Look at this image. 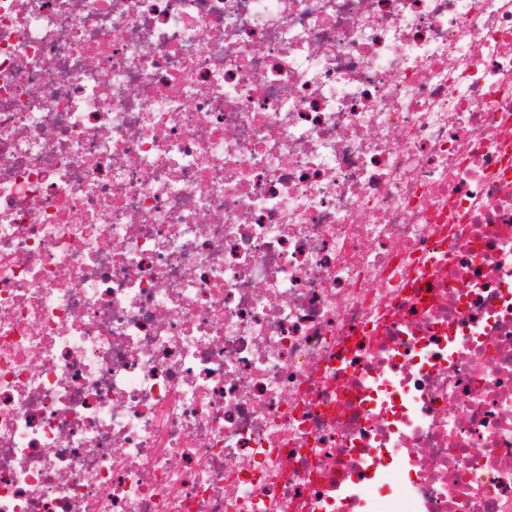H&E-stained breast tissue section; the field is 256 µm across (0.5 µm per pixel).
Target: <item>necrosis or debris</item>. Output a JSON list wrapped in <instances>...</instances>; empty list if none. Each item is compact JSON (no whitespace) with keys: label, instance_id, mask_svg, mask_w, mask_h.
<instances>
[{"label":"necrosis or debris","instance_id":"obj_1","mask_svg":"<svg viewBox=\"0 0 512 512\" xmlns=\"http://www.w3.org/2000/svg\"><path fill=\"white\" fill-rule=\"evenodd\" d=\"M0 512H512V0H0Z\"/></svg>","mask_w":512,"mask_h":512}]
</instances>
